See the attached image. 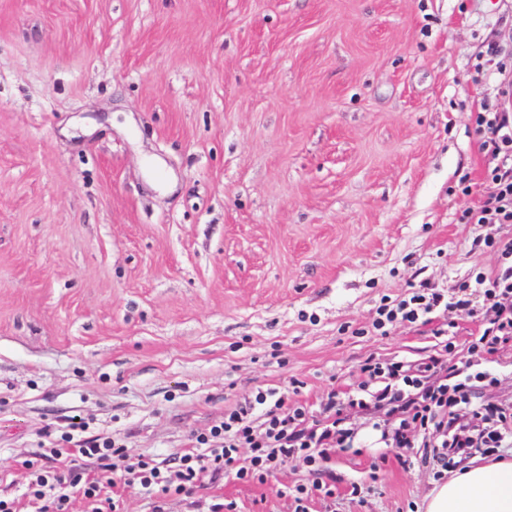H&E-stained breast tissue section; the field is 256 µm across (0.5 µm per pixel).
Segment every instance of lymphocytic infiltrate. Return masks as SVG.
I'll return each mask as SVG.
<instances>
[{"label": "lymphocytic infiltrate", "mask_w": 512, "mask_h": 512, "mask_svg": "<svg viewBox=\"0 0 512 512\" xmlns=\"http://www.w3.org/2000/svg\"><path fill=\"white\" fill-rule=\"evenodd\" d=\"M500 101L471 115L476 144L488 154L493 167L487 169L479 186H465L464 195L480 194L478 205L464 209L462 224H512V70L500 72ZM507 268L475 278H464L455 286V297L427 282L420 283L410 299L395 307H384L376 328L404 321L431 323L436 312H454L478 319L482 332L470 351L488 356L512 343V238L490 243ZM442 343L429 361L411 363L369 358L361 366L365 376L355 394L339 403L328 393L319 415L289 402L274 389L258 390L244 405L225 412L221 424L196 436L195 445L176 457L175 468L159 465L144 457L125 465L123 448L111 439L95 438L79 449L49 448L43 457L48 466L31 482L29 496L37 501L36 512H69L73 499L92 503L91 512H109L110 497L103 490L123 483L153 492L158 501L155 512H165V500L189 487H200L234 474L249 484L264 483L276 465L298 457L318 468L336 449L350 447L353 432L348 410L379 411L392 431V445L399 449L424 448L436 462L437 478H445L456 459H468L472 452L489 454L497 448L512 447V417L496 406L471 404L473 383L489 381L484 372L464 374L455 361L456 345L450 329L437 328ZM221 439L213 447V439ZM249 457H241V449ZM78 455L91 461L92 471L61 469V460Z\"/></svg>", "instance_id": "obj_1"}]
</instances>
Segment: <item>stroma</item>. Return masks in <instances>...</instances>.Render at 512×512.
Returning a JSON list of instances; mask_svg holds the SVG:
<instances>
[{
	"mask_svg": "<svg viewBox=\"0 0 512 512\" xmlns=\"http://www.w3.org/2000/svg\"><path fill=\"white\" fill-rule=\"evenodd\" d=\"M511 61L512 0H0V498L33 512L25 463L61 441L169 465L258 389L315 413L368 358L438 352L434 325L373 321L500 268L480 241L512 225L458 216ZM455 323L497 378L473 405L512 407V350ZM382 419L350 412L321 475L294 459L166 512H293L317 477L311 512H405L435 467L397 463ZM296 496L294 502L296 504L294 512H308L309 506L315 498L321 499V497L331 498L334 494V490L322 482L314 480L310 487H298L295 489Z\"/></svg>",
	"mask_w": 512,
	"mask_h": 512,
	"instance_id": "35a3bbf8",
	"label": "stroma"
}]
</instances>
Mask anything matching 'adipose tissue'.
<instances>
[{
	"instance_id": "1",
	"label": "adipose tissue",
	"mask_w": 512,
	"mask_h": 512,
	"mask_svg": "<svg viewBox=\"0 0 512 512\" xmlns=\"http://www.w3.org/2000/svg\"><path fill=\"white\" fill-rule=\"evenodd\" d=\"M424 508L425 512H512V461L455 472L431 490Z\"/></svg>"
}]
</instances>
